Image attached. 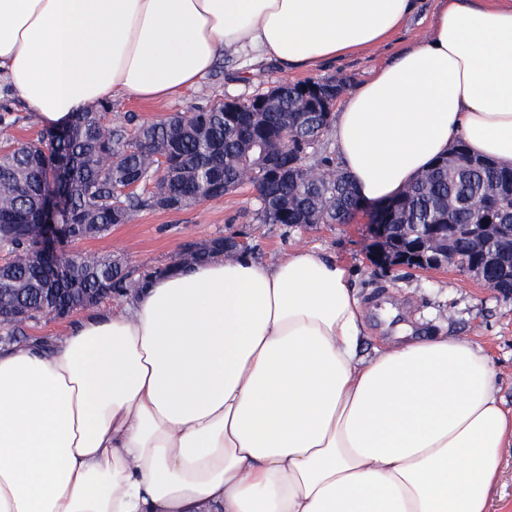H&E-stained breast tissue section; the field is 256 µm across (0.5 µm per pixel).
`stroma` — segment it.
<instances>
[{
    "label": "stroma",
    "instance_id": "35a3bbf8",
    "mask_svg": "<svg viewBox=\"0 0 512 512\" xmlns=\"http://www.w3.org/2000/svg\"><path fill=\"white\" fill-rule=\"evenodd\" d=\"M436 0H420L417 12L385 45L363 50L314 70L282 72L272 63L249 57L224 59L194 89L163 102L113 101L106 121L151 122L193 107H208L225 98L248 99L281 82H304L322 77L344 79L347 85L367 80L381 65L425 35ZM10 112L0 126V150L37 140L46 129L0 85V110ZM256 192L246 185L222 197L178 210H141L129 224H117L99 238L72 244L73 252L116 254L137 270L147 271L171 262L189 244L201 245L217 236L244 241L251 254L273 261L292 247L314 246L348 266L352 284L366 308L363 351L400 337L442 334L470 337L484 345L497 371L499 395L512 408V296L490 288L480 279L449 265L437 269L384 268L376 264L377 246L368 229L366 212L346 224L285 226L259 224L253 219Z\"/></svg>",
    "mask_w": 512,
    "mask_h": 512
}]
</instances>
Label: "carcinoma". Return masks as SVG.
Here are the masks:
<instances>
[{
	"label": "carcinoma",
	"mask_w": 512,
	"mask_h": 512,
	"mask_svg": "<svg viewBox=\"0 0 512 512\" xmlns=\"http://www.w3.org/2000/svg\"><path fill=\"white\" fill-rule=\"evenodd\" d=\"M304 83L281 86L263 94L261 111L240 102L239 119H224V104L191 108L134 132L105 123L111 106L81 112L71 120L75 135L64 150L75 162L69 214L63 220L72 238L106 235L114 224H128L144 208L163 209L176 197L182 206L201 203L248 182L258 192L253 220L258 224H344L358 201L349 177L324 147L335 102L310 108ZM107 128L103 135L100 128ZM307 139L298 155L293 139ZM57 147L43 139L0 153V326L23 331L26 323L52 316L65 302H80L86 289L108 288L131 294L146 278L170 273L181 265L200 263L217 251L185 246L171 264L144 274L127 271L112 279V256L76 253L67 273L49 277V267L36 257L40 225L35 222L43 193L45 168ZM458 141L398 198L392 230L378 244L376 263L411 267L454 265L488 278L503 295L512 294V261L503 253L512 240V169L479 157ZM142 180L153 184L148 196L127 190ZM471 224H500L494 236L472 250ZM82 303V302H80ZM94 300L82 303L87 307Z\"/></svg>",
	"instance_id": "carcinoma-1"
}]
</instances>
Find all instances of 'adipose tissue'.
<instances>
[{
    "label": "adipose tissue",
    "instance_id": "adipose-tissue-1",
    "mask_svg": "<svg viewBox=\"0 0 512 512\" xmlns=\"http://www.w3.org/2000/svg\"><path fill=\"white\" fill-rule=\"evenodd\" d=\"M417 0H0V78L37 122L159 102L227 55L316 68ZM361 203L457 141L512 167V0H438L331 127ZM346 265L297 247L149 278L63 336L0 348V512H488L512 410L471 338L364 355Z\"/></svg>",
    "mask_w": 512,
    "mask_h": 512
}]
</instances>
